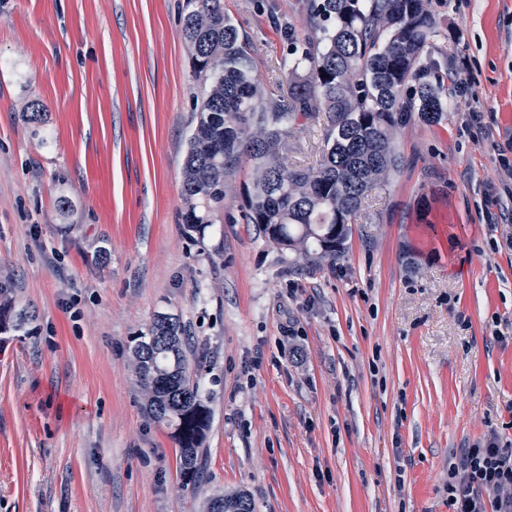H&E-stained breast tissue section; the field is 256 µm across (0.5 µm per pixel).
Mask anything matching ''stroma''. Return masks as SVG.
Segmentation results:
<instances>
[{
    "mask_svg": "<svg viewBox=\"0 0 512 512\" xmlns=\"http://www.w3.org/2000/svg\"><path fill=\"white\" fill-rule=\"evenodd\" d=\"M183 4L0 0V287L35 316L0 334V512H203L240 490L255 512H449L460 452L512 449V0H425L432 59L474 91L398 130L402 165L333 265L245 223L246 158L205 235L182 224ZM224 8L276 89V26L307 0ZM159 312L209 356L193 488L135 383Z\"/></svg>",
    "mask_w": 512,
    "mask_h": 512,
    "instance_id": "1",
    "label": "stroma"
}]
</instances>
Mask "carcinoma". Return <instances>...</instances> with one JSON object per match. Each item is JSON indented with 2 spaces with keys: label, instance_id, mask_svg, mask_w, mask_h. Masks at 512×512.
Segmentation results:
<instances>
[{
  "label": "carcinoma",
  "instance_id": "1",
  "mask_svg": "<svg viewBox=\"0 0 512 512\" xmlns=\"http://www.w3.org/2000/svg\"><path fill=\"white\" fill-rule=\"evenodd\" d=\"M181 36L202 88L182 166L181 221L204 235L224 207V181L242 157L256 171L244 220L282 251L315 263L343 257L362 200L398 170L395 134L417 114L447 119L448 89L426 62L436 23L424 0H309L304 31L279 26L288 91L266 94L248 42L224 0H185ZM326 118L313 169L288 162V139ZM148 415L171 429L182 485L202 478L211 410L200 390L203 360L179 317L154 316L133 346ZM206 512H254L244 492L209 499Z\"/></svg>",
  "mask_w": 512,
  "mask_h": 512
}]
</instances>
